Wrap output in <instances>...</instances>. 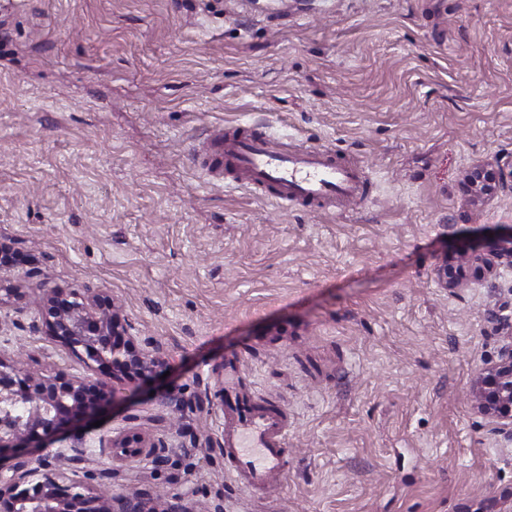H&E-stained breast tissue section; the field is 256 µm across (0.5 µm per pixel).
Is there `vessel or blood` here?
Wrapping results in <instances>:
<instances>
[{
	"label": "vessel or blood",
	"mask_w": 512,
	"mask_h": 512,
	"mask_svg": "<svg viewBox=\"0 0 512 512\" xmlns=\"http://www.w3.org/2000/svg\"><path fill=\"white\" fill-rule=\"evenodd\" d=\"M209 174H233L247 188L279 203L312 205L332 199H362L369 180L362 168L333 162L327 150L272 140L265 126L247 133L215 134ZM288 424L277 406L228 403L224 410V451L237 476L258 487L282 476L287 463Z\"/></svg>",
	"instance_id": "vessel-or-blood-1"
}]
</instances>
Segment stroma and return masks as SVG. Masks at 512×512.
<instances>
[{
    "instance_id": "obj_1",
    "label": "stroma",
    "mask_w": 512,
    "mask_h": 512,
    "mask_svg": "<svg viewBox=\"0 0 512 512\" xmlns=\"http://www.w3.org/2000/svg\"><path fill=\"white\" fill-rule=\"evenodd\" d=\"M264 124L359 165L366 201L291 207L196 162ZM512 162V0H0V241L14 274L107 288L159 357L80 422L114 493L221 512H512V440L466 391L500 348L512 270L434 269L512 224L465 176ZM0 331L86 375L33 328ZM288 413L282 482L246 489L214 444L215 367ZM153 417L165 462L99 440Z\"/></svg>"
}]
</instances>
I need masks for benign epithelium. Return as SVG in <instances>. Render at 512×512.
Here are the masks:
<instances>
[{"instance_id":"1","label":"benign epithelium","mask_w":512,"mask_h":512,"mask_svg":"<svg viewBox=\"0 0 512 512\" xmlns=\"http://www.w3.org/2000/svg\"><path fill=\"white\" fill-rule=\"evenodd\" d=\"M472 200L479 202L512 189V172L492 164L476 166L469 174ZM0 245V311L22 313L36 307L46 335L78 358L111 369L112 385L90 383L85 376L49 371L33 356L21 361L20 352L0 350V454L6 449L41 448L44 453L13 466H0V512H201L199 504L176 495L132 492L116 495L102 487V478L81 466L87 460L84 438H73L68 452H52L48 443L61 431L96 414L117 387L151 370L158 358L138 349L132 325L108 289L92 292L57 288L49 278L36 286L7 276ZM512 268V225L480 250H464L443 259L435 270L439 287L449 291L469 279L485 281L500 269ZM498 358L479 368L467 400L471 410L512 438V320L498 322ZM144 422L107 440L131 461L164 460L165 438Z\"/></svg>"}]
</instances>
